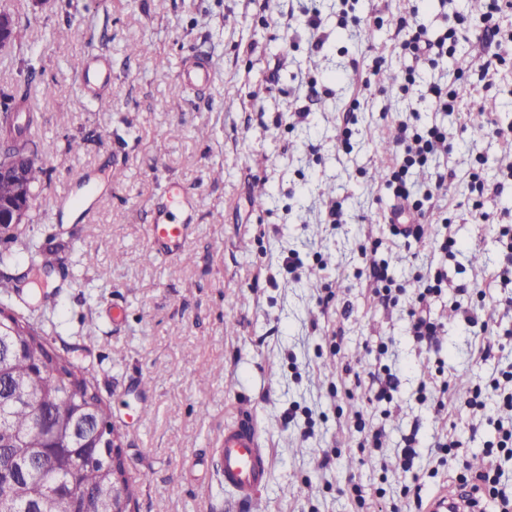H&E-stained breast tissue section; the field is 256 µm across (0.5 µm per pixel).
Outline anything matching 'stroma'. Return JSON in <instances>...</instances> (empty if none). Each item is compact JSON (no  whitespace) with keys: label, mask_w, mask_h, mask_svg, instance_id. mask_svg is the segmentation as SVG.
I'll use <instances>...</instances> for the list:
<instances>
[{"label":"stroma","mask_w":512,"mask_h":512,"mask_svg":"<svg viewBox=\"0 0 512 512\" xmlns=\"http://www.w3.org/2000/svg\"><path fill=\"white\" fill-rule=\"evenodd\" d=\"M0 5L17 21L13 45L0 52V101L26 87L40 114L38 137L55 144L42 158L47 178L23 231L41 239L53 227L60 263L79 270L78 281H55L49 341L74 347L89 365L130 474L152 475L132 512H246L225 490L216 453L244 401L271 461L257 512H390L408 482L400 454L411 435L422 452L415 469H428L427 451L443 437L460 441L458 458L471 469L484 467L496 408L475 414L467 392L512 365V350L494 348L498 332L512 330V283L499 278L497 234L504 208L512 209V179L500 174L511 152L496 136L512 126V64L482 70L497 49L480 22L485 0H354L345 21L341 0ZM228 16L236 26L225 25ZM403 16L434 38L458 25L454 52L467 55L466 68L452 57L431 65L404 53L396 28ZM58 28L69 37L54 40ZM130 42L141 56L127 55ZM98 54L112 65L105 112L74 104L81 91L73 64ZM153 55L165 57V69L145 64ZM198 57L211 65L209 82L182 84L181 65ZM410 72L419 94L411 103L401 91ZM434 85L458 91L455 112L433 110L426 95ZM491 99L499 108L475 135L471 119ZM410 106L427 125L447 128L453 143L448 158L412 175L423 190L436 172L451 175L419 241L390 236L385 217L396 198L379 176L389 157L378 146L391 142ZM73 140L82 141L80 152L69 150ZM476 170L488 185L477 210L469 192ZM256 181L274 195L267 209L253 203ZM172 183L192 201L193 226L179 250L154 256L149 226L178 220L161 205ZM336 205L344 212L338 227L328 218ZM447 234L459 248L453 258L438 248ZM372 244L390 276L409 285L397 303L375 293L361 255ZM292 250L302 264L291 274ZM475 251L485 261L471 262ZM438 264L448 281L426 306L441 330L436 344L419 345L406 334L407 311L417 275ZM115 306L123 309L117 321ZM384 366L399 379L394 399L369 401L356 376ZM423 381L447 383L444 410L417 401ZM291 407L296 418L284 422ZM360 418L381 430L380 448L360 449ZM306 427L312 436H302ZM351 481L366 508L343 495Z\"/></svg>","instance_id":"obj_1"}]
</instances>
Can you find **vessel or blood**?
<instances>
[{
    "label": "vessel or blood",
    "mask_w": 512,
    "mask_h": 512,
    "mask_svg": "<svg viewBox=\"0 0 512 512\" xmlns=\"http://www.w3.org/2000/svg\"><path fill=\"white\" fill-rule=\"evenodd\" d=\"M76 80L90 101L103 98L112 83V67L103 57L81 59L74 71ZM187 227L183 224H154L150 227L153 250H167L183 244ZM218 463L224 485L232 490L240 505L255 507L266 487L269 457L261 448L259 435L249 420L248 411L224 427V439L218 450ZM467 492L442 489L428 502L426 512H470Z\"/></svg>",
    "instance_id": "1"
}]
</instances>
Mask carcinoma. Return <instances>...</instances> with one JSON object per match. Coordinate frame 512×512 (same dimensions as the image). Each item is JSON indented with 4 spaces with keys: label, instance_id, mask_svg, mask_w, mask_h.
<instances>
[{
    "label": "carcinoma",
    "instance_id": "obj_1",
    "mask_svg": "<svg viewBox=\"0 0 512 512\" xmlns=\"http://www.w3.org/2000/svg\"><path fill=\"white\" fill-rule=\"evenodd\" d=\"M13 108L0 111V159L27 155L31 187L44 184L46 171L37 159L53 144L34 136L38 116L22 94L12 97ZM16 236L18 251H0V267L20 263L53 271L51 243ZM26 302L14 279L0 278V342L11 350L0 353V512H72L78 502L84 512L112 510V467L89 458L80 446L96 443L90 429L81 441L72 438L80 418L109 420V408L97 395L90 369L69 354L56 352L43 324L25 314ZM152 476L142 472L123 479L120 495L132 500L135 487Z\"/></svg>",
    "mask_w": 512,
    "mask_h": 512
}]
</instances>
